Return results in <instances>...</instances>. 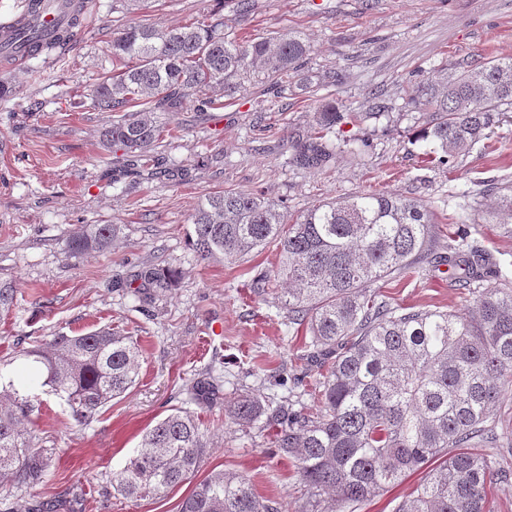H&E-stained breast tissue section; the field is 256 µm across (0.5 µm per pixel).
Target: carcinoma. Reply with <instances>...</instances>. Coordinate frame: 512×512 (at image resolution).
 Returning a JSON list of instances; mask_svg holds the SVG:
<instances>
[{
	"instance_id": "obj_1",
	"label": "carcinoma",
	"mask_w": 512,
	"mask_h": 512,
	"mask_svg": "<svg viewBox=\"0 0 512 512\" xmlns=\"http://www.w3.org/2000/svg\"><path fill=\"white\" fill-rule=\"evenodd\" d=\"M36 28L17 38L34 57L57 42L40 41ZM112 62L88 99L100 112L136 111L100 131L103 145H119L150 161L163 138L155 113L177 112L189 98L201 111L219 110L248 86L298 77L314 96L344 79L336 72L303 70L310 44L298 34L247 39L224 29L211 13L179 26L126 24L112 33ZM405 107L429 113L418 133L429 154L447 162L486 136L512 109V55L457 64L416 83ZM345 119L334 100L321 99L309 136L291 137L289 162L319 169L335 160L331 135ZM485 211L512 237V182L493 183ZM189 245L202 260L235 263L275 245V276L288 288L281 304L288 323L305 327L304 367L323 371L308 395L322 411L310 416L301 400L275 402L243 393L224 406L241 430L258 423L274 429L278 453L289 459L306 487L300 512H346L394 487L407 474L424 478L396 512H487L492 462L484 449L498 440L488 425L493 406L512 382V284H482L487 254L466 238L448 245L444 261L459 270L458 284L473 290L465 313L394 307L372 285L412 272L429 252L433 214L397 191L360 193L320 201L297 217L261 193L224 190L200 200L191 216ZM121 229L84 224L69 234L73 255L103 251ZM140 287L154 294L176 287L178 273L146 264ZM30 385H0V486L36 488L47 481L52 448H34L24 426L38 401L33 386L64 397L72 417L87 423L132 388L140 348L110 327L20 350ZM223 384L212 370L183 387L194 403H218ZM209 446L194 414L174 410L149 428L126 461L114 488L127 498L158 496L200 471ZM178 512H278L244 474L213 469L198 480Z\"/></svg>"
}]
</instances>
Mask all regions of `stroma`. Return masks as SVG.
Masks as SVG:
<instances>
[{
  "label": "stroma",
  "mask_w": 512,
  "mask_h": 512,
  "mask_svg": "<svg viewBox=\"0 0 512 512\" xmlns=\"http://www.w3.org/2000/svg\"><path fill=\"white\" fill-rule=\"evenodd\" d=\"M88 2L82 38L64 54L43 53L19 66L0 59L11 87L0 97V285L15 291L13 305L0 309V362L18 377L20 349L107 325L137 339L139 378L88 423L75 421L63 399L41 388L27 431L34 447L57 451L49 481L27 491L0 488V498H9L14 512L58 497L67 500L66 512H177L191 483L141 500L121 496L112 484L146 428L185 406L209 443L203 472L248 475L280 512H298L303 487L272 430H239L225 420L223 403L189 404L182 392L194 374L213 367L224 377L225 400L247 390L288 398L282 379L301 369L303 337L275 294L256 281L276 269L278 253L269 246L232 265L199 260L187 245L190 214L205 195L229 189L261 191L294 216L329 198L400 191L432 209L435 244L411 278L385 282L381 295L395 304L466 310L472 295L439 257L450 237L464 233L512 278V239L482 213L487 181L512 182V112L487 139L442 165L417 139L426 114L402 108L414 80L457 62L512 54V0H258L245 20L217 0H151L133 13L117 0ZM210 12L223 15L232 32L255 38L300 32L312 48L306 70L346 75L323 96L360 112L379 95L389 117L337 130L328 168H297L288 162V137L307 131L314 103L292 82L266 83L219 111L189 101L161 113L169 134L150 162L104 148L99 132L113 115L81 96L112 68L106 47L113 28L173 26ZM353 138L370 144L357 158L348 146ZM107 222L122 228L111 249L68 253L70 230ZM146 262L180 273L176 288L148 304L130 286ZM489 423L499 438L488 451L490 509L512 512V383Z\"/></svg>",
  "instance_id": "obj_1"
}]
</instances>
